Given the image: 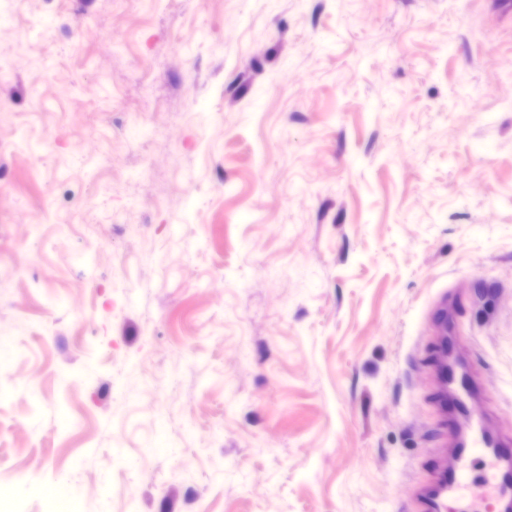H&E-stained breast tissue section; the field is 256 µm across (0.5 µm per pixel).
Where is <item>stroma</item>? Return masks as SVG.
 I'll use <instances>...</instances> for the list:
<instances>
[{
  "label": "stroma",
  "instance_id": "35a3bbf8",
  "mask_svg": "<svg viewBox=\"0 0 512 512\" xmlns=\"http://www.w3.org/2000/svg\"><path fill=\"white\" fill-rule=\"evenodd\" d=\"M9 2L10 512H420L451 357L512 440V0Z\"/></svg>",
  "mask_w": 512,
  "mask_h": 512
}]
</instances>
